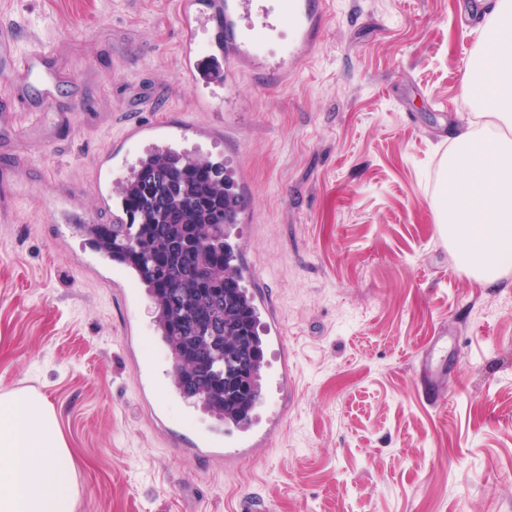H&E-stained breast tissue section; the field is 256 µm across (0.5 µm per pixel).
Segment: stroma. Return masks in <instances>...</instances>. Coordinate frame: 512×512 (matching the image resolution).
<instances>
[{
  "instance_id": "stroma-1",
  "label": "stroma",
  "mask_w": 512,
  "mask_h": 512,
  "mask_svg": "<svg viewBox=\"0 0 512 512\" xmlns=\"http://www.w3.org/2000/svg\"><path fill=\"white\" fill-rule=\"evenodd\" d=\"M487 0H327L322 38L285 84L242 72L229 112L182 76L178 0H0L19 48L46 41L72 77L19 113L24 160L0 180V395L33 389L76 464V512H512V277L456 264L432 207L473 105L461 92ZM223 120L249 178L230 238L282 320L295 381L276 437L249 457L186 456L202 408L139 391L171 370L147 295L67 224L103 218L94 165L127 117ZM141 333L129 338L127 323Z\"/></svg>"
}]
</instances>
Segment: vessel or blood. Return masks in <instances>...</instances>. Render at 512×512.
Returning a JSON list of instances; mask_svg holds the SVG:
<instances>
[{"instance_id": "b4317fda", "label": "vessel or blood", "mask_w": 512, "mask_h": 512, "mask_svg": "<svg viewBox=\"0 0 512 512\" xmlns=\"http://www.w3.org/2000/svg\"><path fill=\"white\" fill-rule=\"evenodd\" d=\"M326 0H181L179 11V51L181 70L189 87L202 79L218 83L239 70L248 71L260 81L283 82L317 47L325 18ZM54 52L49 44L38 42L19 51L11 28H0V68L18 72L25 86L37 98L50 100L60 81L51 65ZM171 127L160 122L128 119L122 135L97 162L98 191L108 200V220L130 222L131 217L117 200L118 179L112 178L131 148L143 141L161 142ZM252 304L268 320L267 343L281 347L278 384L293 382L294 362L286 354L284 328L276 314L273 299L263 285H256ZM288 413L287 401L276 404L264 428L247 434L234 427L213 430L196 441L193 456H221L233 461L265 446L279 433Z\"/></svg>"}]
</instances>
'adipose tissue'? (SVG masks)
I'll return each mask as SVG.
<instances>
[{
  "mask_svg": "<svg viewBox=\"0 0 512 512\" xmlns=\"http://www.w3.org/2000/svg\"><path fill=\"white\" fill-rule=\"evenodd\" d=\"M462 93L477 124L456 133L434 204L459 266L482 284L512 274V0H490ZM75 462L45 399L0 396V512H75Z\"/></svg>",
  "mask_w": 512,
  "mask_h": 512,
  "instance_id": "obj_1",
  "label": "adipose tissue"
}]
</instances>
